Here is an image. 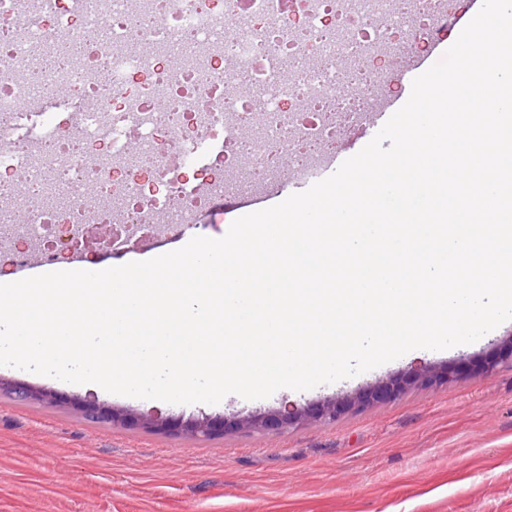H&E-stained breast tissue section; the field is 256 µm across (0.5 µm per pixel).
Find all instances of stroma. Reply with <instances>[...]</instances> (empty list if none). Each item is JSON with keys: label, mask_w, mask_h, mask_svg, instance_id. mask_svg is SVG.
Listing matches in <instances>:
<instances>
[{"label": "stroma", "mask_w": 512, "mask_h": 512, "mask_svg": "<svg viewBox=\"0 0 512 512\" xmlns=\"http://www.w3.org/2000/svg\"><path fill=\"white\" fill-rule=\"evenodd\" d=\"M512 335L407 354L352 378L261 400L174 405L109 393L9 366L0 378L61 393L18 401L0 390V512H512V366L453 375ZM435 367L428 385L410 373ZM405 379L394 398L282 429L227 427L211 438L88 420L73 398L187 420L246 418L284 405L343 399Z\"/></svg>", "instance_id": "1"}]
</instances>
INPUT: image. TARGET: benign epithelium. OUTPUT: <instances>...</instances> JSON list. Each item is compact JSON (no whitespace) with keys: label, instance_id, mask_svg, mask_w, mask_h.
Wrapping results in <instances>:
<instances>
[{"label":"benign epithelium","instance_id":"7a95c632","mask_svg":"<svg viewBox=\"0 0 512 512\" xmlns=\"http://www.w3.org/2000/svg\"><path fill=\"white\" fill-rule=\"evenodd\" d=\"M512 365V338L505 340L496 353L488 356L483 363V373L494 371L501 365ZM404 383L390 380L372 385L356 393V397L342 405L334 400H324L300 408H288L271 411L257 417L240 421V424L266 429L268 427L286 428L298 422L316 418L323 421H334L346 408L361 406L366 403L388 400L395 397ZM81 408L90 413L93 418L102 423L121 421L129 426L153 428L159 431H176L189 437H213L220 435L228 426L225 417H210L203 415L190 421L175 418L155 417L150 414L133 412L131 410L115 409L96 401L80 402Z\"/></svg>","mask_w":512,"mask_h":512}]
</instances>
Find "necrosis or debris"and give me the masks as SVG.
Returning <instances> with one entry per match:
<instances>
[{
  "label": "necrosis or debris",
  "instance_id": "4bbe7bcc",
  "mask_svg": "<svg viewBox=\"0 0 512 512\" xmlns=\"http://www.w3.org/2000/svg\"><path fill=\"white\" fill-rule=\"evenodd\" d=\"M456 16L455 0H0V253L48 264L59 230L114 224L124 255L213 194L321 177L340 128L388 96L374 58L410 55ZM242 75L267 88L261 105Z\"/></svg>",
  "mask_w": 512,
  "mask_h": 512
}]
</instances>
